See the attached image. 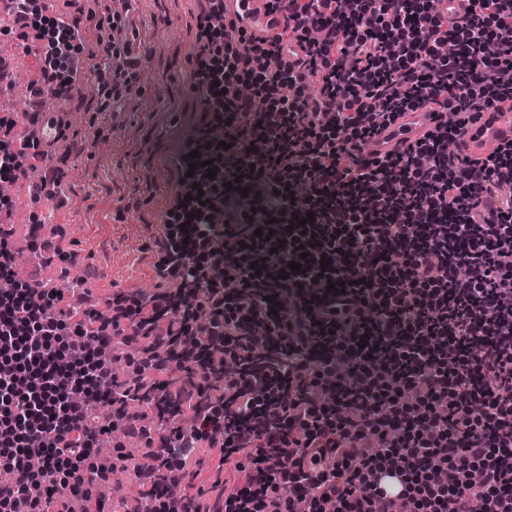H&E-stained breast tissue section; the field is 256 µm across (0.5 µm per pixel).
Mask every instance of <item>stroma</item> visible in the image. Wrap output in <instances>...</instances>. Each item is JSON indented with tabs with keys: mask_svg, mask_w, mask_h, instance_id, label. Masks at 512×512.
<instances>
[{
	"mask_svg": "<svg viewBox=\"0 0 512 512\" xmlns=\"http://www.w3.org/2000/svg\"><path fill=\"white\" fill-rule=\"evenodd\" d=\"M83 5L92 29L108 30L113 19H120L130 55L139 61L137 90L120 111H113L112 58L86 43L92 88H76L71 98L57 101V111L69 117L68 137L37 163L41 170H63L62 198L27 206V190L13 195L19 224L12 245L19 265L29 267V225L60 227V245L72 259L53 260L36 276L60 288L85 281L89 309L101 312L112 292H148L155 285L158 226L174 205L183 176L184 136L204 119L190 60L197 51V23L205 2L125 0L117 12L112 0H84ZM0 51L11 56L23 80L10 104L21 143L36 117L30 73L42 60L40 42L0 38Z\"/></svg>",
	"mask_w": 512,
	"mask_h": 512,
	"instance_id": "stroma-1",
	"label": "stroma"
}]
</instances>
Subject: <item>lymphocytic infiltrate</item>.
<instances>
[{
  "label": "lymphocytic infiltrate",
  "mask_w": 512,
  "mask_h": 512,
  "mask_svg": "<svg viewBox=\"0 0 512 512\" xmlns=\"http://www.w3.org/2000/svg\"><path fill=\"white\" fill-rule=\"evenodd\" d=\"M10 2L68 95L82 35ZM438 2L269 0L285 26L259 40L207 0L203 163L155 287L114 292L95 323L19 276L0 226V512H69L119 468L143 488L133 512H512V142L455 149L476 107L512 101V0H468L448 27ZM291 38L305 55L279 66ZM423 106L428 139L363 153ZM143 407L177 422L143 425ZM118 432L143 459L101 454ZM203 449L242 475L212 503L184 482Z\"/></svg>",
  "instance_id": "lymphocytic-infiltrate-1"
}]
</instances>
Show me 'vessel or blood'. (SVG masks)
Instances as JSON below:
<instances>
[{"label": "vessel or blood", "mask_w": 512, "mask_h": 512, "mask_svg": "<svg viewBox=\"0 0 512 512\" xmlns=\"http://www.w3.org/2000/svg\"><path fill=\"white\" fill-rule=\"evenodd\" d=\"M224 19L242 25L257 38L272 37L282 29L279 16L268 9V0H224ZM439 122L438 114L425 107L402 112L393 124L380 128L366 150L378 154L401 152L434 132ZM66 125L63 113L43 112L30 136L41 146L55 145L62 141ZM511 140L512 107L505 105L498 110L481 111L461 132L458 145L463 156L480 159Z\"/></svg>", "instance_id": "b4317fda"}]
</instances>
